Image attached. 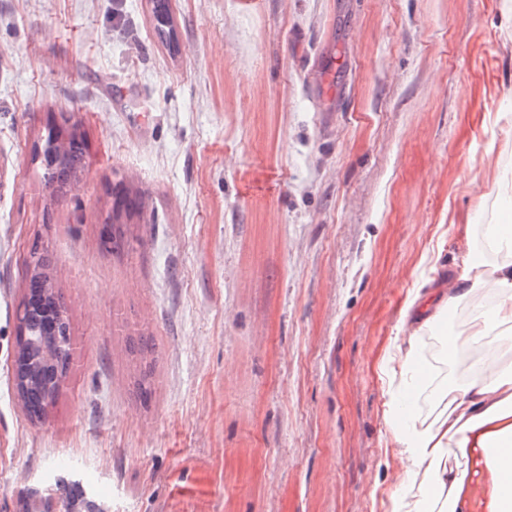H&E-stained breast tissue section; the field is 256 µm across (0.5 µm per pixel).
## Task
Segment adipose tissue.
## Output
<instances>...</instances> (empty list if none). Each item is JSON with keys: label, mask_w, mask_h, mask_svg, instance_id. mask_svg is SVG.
Masks as SVG:
<instances>
[{"label": "adipose tissue", "mask_w": 512, "mask_h": 512, "mask_svg": "<svg viewBox=\"0 0 512 512\" xmlns=\"http://www.w3.org/2000/svg\"><path fill=\"white\" fill-rule=\"evenodd\" d=\"M485 244L501 260L488 269L480 254L466 252L449 281L422 257L429 273L401 303L380 366L382 419L403 465L386 494L391 512H512V368L484 358L467 383L451 388L423 356L433 325L448 307L466 302L470 319L446 338L448 348L512 337V225H487ZM487 287L496 291L492 304H473ZM452 454L458 465H449Z\"/></svg>", "instance_id": "obj_1"}]
</instances>
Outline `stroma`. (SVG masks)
Returning <instances> with one entry per match:
<instances>
[{"mask_svg": "<svg viewBox=\"0 0 512 512\" xmlns=\"http://www.w3.org/2000/svg\"><path fill=\"white\" fill-rule=\"evenodd\" d=\"M170 5L174 51L151 0H0V512H372L418 261L512 222V0ZM35 246L75 342L41 422L11 375ZM51 137L48 136L42 147L44 153L43 160L53 164L52 174L46 182L51 187L53 193H63L72 177H75L83 168V152L80 150L81 144L78 140H57L56 144L68 150V152L58 155L55 152V147L53 148L51 145ZM71 150L80 151L71 152Z\"/></svg>", "mask_w": 512, "mask_h": 512, "instance_id": "1", "label": "stroma"}]
</instances>
